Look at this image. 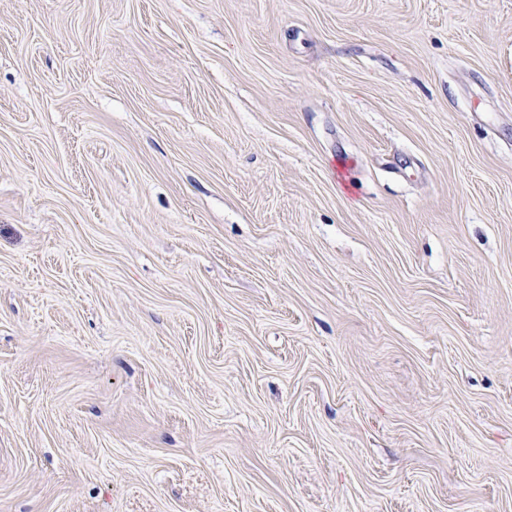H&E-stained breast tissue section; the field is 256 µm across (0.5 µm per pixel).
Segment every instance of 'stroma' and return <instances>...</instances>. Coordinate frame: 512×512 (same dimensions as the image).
Masks as SVG:
<instances>
[{
    "label": "stroma",
    "instance_id": "obj_1",
    "mask_svg": "<svg viewBox=\"0 0 512 512\" xmlns=\"http://www.w3.org/2000/svg\"><path fill=\"white\" fill-rule=\"evenodd\" d=\"M0 512H512V0H0Z\"/></svg>",
    "mask_w": 512,
    "mask_h": 512
}]
</instances>
